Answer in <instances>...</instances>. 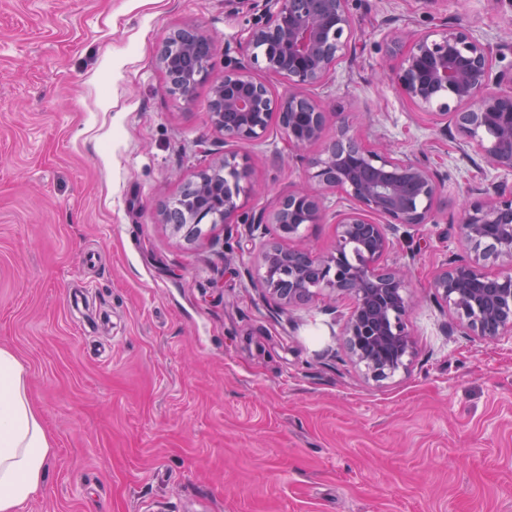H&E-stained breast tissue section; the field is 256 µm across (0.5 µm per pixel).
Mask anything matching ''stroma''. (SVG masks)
Listing matches in <instances>:
<instances>
[{
	"instance_id": "35a3bbf8",
	"label": "stroma",
	"mask_w": 512,
	"mask_h": 512,
	"mask_svg": "<svg viewBox=\"0 0 512 512\" xmlns=\"http://www.w3.org/2000/svg\"><path fill=\"white\" fill-rule=\"evenodd\" d=\"M349 7L353 41L312 90L321 139L299 157L275 127L241 152L248 205L268 211L355 114L354 133L435 173L432 223L385 256L411 266L415 354L379 383L328 312L348 300L288 310L259 286L265 244L333 249L339 194L296 239L224 223L191 239L160 221L224 153L210 81L171 93L163 42L211 35L219 78L249 63L263 0H0V347L25 362L54 445L23 512H512V345L461 335L431 288L472 254L466 203L512 193V173L380 76L386 40L423 27L464 28L512 68V0Z\"/></svg>"
}]
</instances>
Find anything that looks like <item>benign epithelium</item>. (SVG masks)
Returning <instances> with one entry per match:
<instances>
[{"instance_id":"7a95c632","label":"benign epithelium","mask_w":512,"mask_h":512,"mask_svg":"<svg viewBox=\"0 0 512 512\" xmlns=\"http://www.w3.org/2000/svg\"><path fill=\"white\" fill-rule=\"evenodd\" d=\"M265 24L250 30L248 47L274 46L254 55L266 75L257 78L237 62L224 64V75L212 84L209 112L224 143L257 144L277 119L288 148L302 151L322 136L327 113L304 94L326 83L354 36L348 0H266ZM183 52L198 56L202 72L210 69L213 40L190 28L178 31ZM400 56L392 79L404 98L432 113L439 122L453 114L465 142L477 147L496 170L512 171V72H493L488 44L464 29L441 33H402L391 37L386 56ZM158 63L173 93L191 96L194 81L177 70L168 50ZM284 81L288 92L275 95L271 80ZM341 123L323 153L311 162V185L291 191L272 211L246 209L254 192L248 157L236 152L202 170L193 190L206 194L209 177L221 170L235 179L225 186L224 223L241 224L245 237L268 224L280 234L298 235L304 224H316L321 213L319 191L334 190L350 202L336 213V244L326 255L308 246L284 250L271 245L263 254L261 285L269 295L291 305L314 294L351 302L343 319L349 356L377 382L406 367L414 340L404 315L409 307V271L381 263L390 249L387 229L414 228L432 222L439 185L432 171L390 149L368 144ZM464 238L478 250L470 260L441 269L434 277V296L457 314L463 334L512 344V269L491 274L484 266L482 244L512 257V195L468 204L462 221Z\"/></svg>"}]
</instances>
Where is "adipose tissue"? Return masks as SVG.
<instances>
[{
	"instance_id": "ef3b65f1",
	"label": "adipose tissue",
	"mask_w": 512,
	"mask_h": 512,
	"mask_svg": "<svg viewBox=\"0 0 512 512\" xmlns=\"http://www.w3.org/2000/svg\"><path fill=\"white\" fill-rule=\"evenodd\" d=\"M27 369L0 348V512H20L42 488L53 444L26 389Z\"/></svg>"
}]
</instances>
